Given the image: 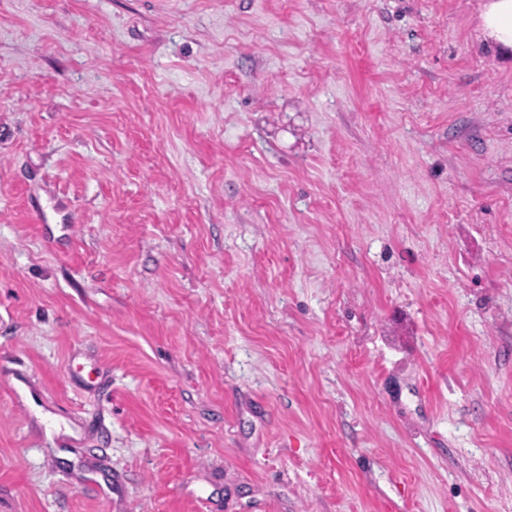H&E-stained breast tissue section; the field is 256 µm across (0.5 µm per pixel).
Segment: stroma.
I'll return each instance as SVG.
<instances>
[{
    "instance_id": "1",
    "label": "stroma",
    "mask_w": 512,
    "mask_h": 512,
    "mask_svg": "<svg viewBox=\"0 0 512 512\" xmlns=\"http://www.w3.org/2000/svg\"><path fill=\"white\" fill-rule=\"evenodd\" d=\"M483 4L0 0V512H512Z\"/></svg>"
}]
</instances>
